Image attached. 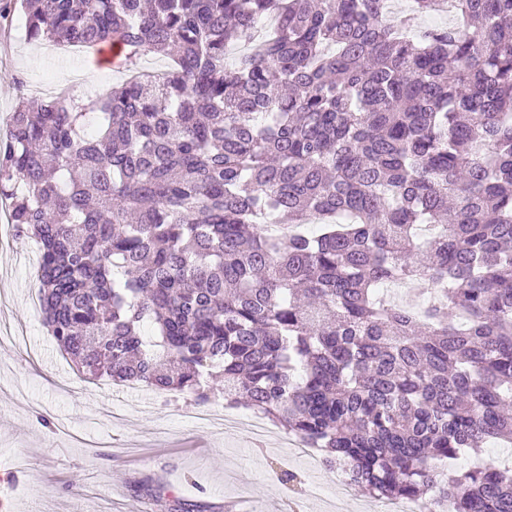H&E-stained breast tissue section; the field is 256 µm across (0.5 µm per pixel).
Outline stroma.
I'll use <instances>...</instances> for the list:
<instances>
[{
	"label": "stroma",
	"instance_id": "1",
	"mask_svg": "<svg viewBox=\"0 0 512 512\" xmlns=\"http://www.w3.org/2000/svg\"><path fill=\"white\" fill-rule=\"evenodd\" d=\"M115 85L120 66L99 53L28 41L15 0H0V135L20 96ZM37 252L0 215V331L26 330L27 349L0 346V500L10 512H372L321 455L296 456L286 439L244 428L197 429V401L79 376L30 305ZM299 474L301 491L282 484Z\"/></svg>",
	"mask_w": 512,
	"mask_h": 512
}]
</instances>
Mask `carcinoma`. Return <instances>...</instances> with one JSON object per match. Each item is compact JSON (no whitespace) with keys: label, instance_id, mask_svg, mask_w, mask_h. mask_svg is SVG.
Instances as JSON below:
<instances>
[{"label":"carcinoma","instance_id":"1","mask_svg":"<svg viewBox=\"0 0 512 512\" xmlns=\"http://www.w3.org/2000/svg\"><path fill=\"white\" fill-rule=\"evenodd\" d=\"M18 2L30 41L171 61L0 138L79 369L243 394L374 498L512 512L511 468L434 465L512 443V0L416 32L387 0Z\"/></svg>","mask_w":512,"mask_h":512}]
</instances>
